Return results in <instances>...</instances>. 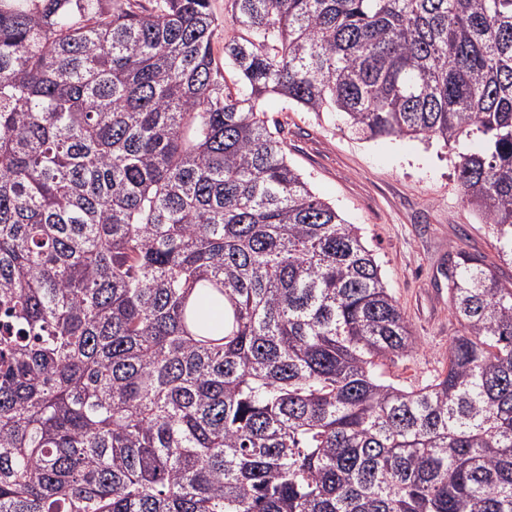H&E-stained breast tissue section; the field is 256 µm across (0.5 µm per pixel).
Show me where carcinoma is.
I'll use <instances>...</instances> for the list:
<instances>
[{
  "label": "carcinoma",
  "instance_id": "carcinoma-1",
  "mask_svg": "<svg viewBox=\"0 0 512 512\" xmlns=\"http://www.w3.org/2000/svg\"><path fill=\"white\" fill-rule=\"evenodd\" d=\"M269 96L478 138L512 258V0H0V512H512V285L457 252L448 366L384 380L417 339ZM238 34L239 33L228 24L224 29L221 39H218L213 45L214 57L218 62H220L223 69L225 82L231 89L235 88L237 75L235 71L228 65H226L224 68V39H232L233 37H237Z\"/></svg>",
  "mask_w": 512,
  "mask_h": 512
}]
</instances>
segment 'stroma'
Returning a JSON list of instances; mask_svg holds the SVG:
<instances>
[{"label":"stroma","mask_w":512,"mask_h":512,"mask_svg":"<svg viewBox=\"0 0 512 512\" xmlns=\"http://www.w3.org/2000/svg\"><path fill=\"white\" fill-rule=\"evenodd\" d=\"M264 108L287 144L289 163L359 227L412 324L417 351L383 361L380 373L403 386L431 379L443 366L449 339L461 331L448 302L457 251L480 255L512 283V262L502 259L482 216L462 197L455 154L442 142L409 136L360 140L331 114L276 97Z\"/></svg>","instance_id":"stroma-1"}]
</instances>
